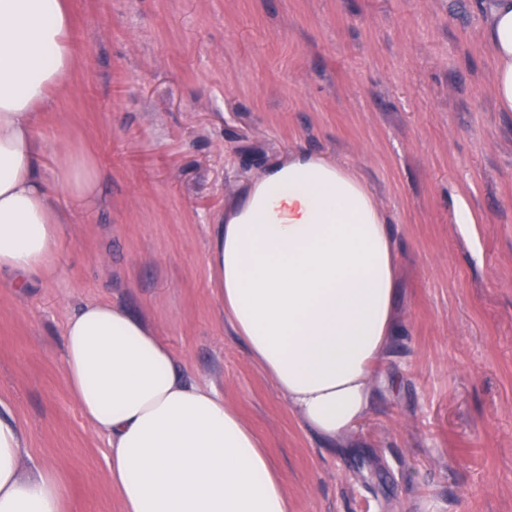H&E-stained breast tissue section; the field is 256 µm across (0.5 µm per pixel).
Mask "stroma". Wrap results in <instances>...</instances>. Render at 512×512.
Returning <instances> with one entry per match:
<instances>
[{
	"label": "stroma",
	"instance_id": "stroma-1",
	"mask_svg": "<svg viewBox=\"0 0 512 512\" xmlns=\"http://www.w3.org/2000/svg\"><path fill=\"white\" fill-rule=\"evenodd\" d=\"M483 5L71 0L77 68L38 128L42 168L83 147L98 192L55 187L54 274L0 284V414L24 429V468L59 469L67 512H122L60 359L66 314L97 299L150 322L252 426L291 512H512V112ZM297 150L353 167L398 246L388 386L339 447L232 336L207 266L216 217Z\"/></svg>",
	"mask_w": 512,
	"mask_h": 512
}]
</instances>
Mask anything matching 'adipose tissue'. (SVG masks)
<instances>
[{"label": "adipose tissue", "instance_id": "obj_1", "mask_svg": "<svg viewBox=\"0 0 512 512\" xmlns=\"http://www.w3.org/2000/svg\"><path fill=\"white\" fill-rule=\"evenodd\" d=\"M483 31L501 111L512 112V0H487ZM68 0H0V273L55 270L67 222L53 186L93 196L82 152L41 173L42 114L76 67ZM207 265L233 336L302 425L341 443L369 413L377 366L398 334V251L360 175L306 151L245 186ZM66 384L108 439L123 512H290L280 470L254 429L212 389L187 382L155 328L89 301L63 323ZM23 430L0 416V512H64L57 469L21 467Z\"/></svg>", "mask_w": 512, "mask_h": 512}]
</instances>
